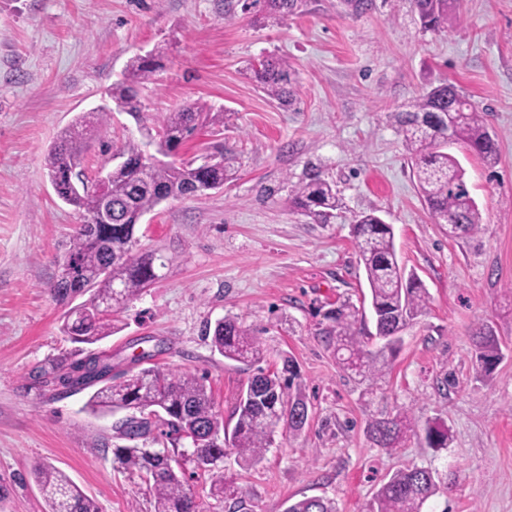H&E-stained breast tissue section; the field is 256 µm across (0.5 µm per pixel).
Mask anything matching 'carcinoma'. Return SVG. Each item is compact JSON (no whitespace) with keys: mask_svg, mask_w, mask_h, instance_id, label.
Wrapping results in <instances>:
<instances>
[{"mask_svg":"<svg viewBox=\"0 0 512 512\" xmlns=\"http://www.w3.org/2000/svg\"><path fill=\"white\" fill-rule=\"evenodd\" d=\"M264 3L267 17L283 20L294 14L302 0H252ZM421 24L439 30L452 23L448 0H414ZM158 67L155 56L137 55L126 66L123 80L109 90L116 107L139 112L137 86L150 80ZM258 87L279 103H291L288 65L261 61L250 67ZM109 113L92 112L77 117L59 135L50 149L45 166L56 195L82 213L69 239L61 267H73L69 280L56 279L51 294L60 304L78 296L90 299L68 310L62 331L81 347L42 367L35 381L55 388L63 385L71 392L94 389L86 408L96 414L133 412L118 427L130 446L112 449V466L137 472L152 494L154 512H207L202 501L183 475L176 472L177 462L161 440L173 446L185 437L198 441L190 456L196 468L208 472L210 495L232 500L243 509L242 494L234 481L224 478L221 466L210 463L224 457L226 450L237 456L239 464L251 468L261 463L273 443L278 426L283 423L285 405L304 403L296 379L294 361L283 360L282 369L269 372L258 366L265 348L257 331L237 316L227 315L206 329L212 334V347L224 358L256 366L248 379L254 386L253 398L238 400L233 429H227L216 411L206 376L197 373H173L158 366L144 368L136 374L112 373V354L95 352L90 346L112 334L110 315L114 309L138 298L157 278L156 257L138 249L136 226L140 219L168 199L193 195L199 186L222 185L232 178V169L224 157L206 163L193 159L176 163L147 155L134 142H126L117 154L124 163L112 168L109 182L112 195V223L92 224L104 206L91 187L76 185L83 172L89 149L91 130L105 125ZM399 133L416 176L421 196L435 223L452 239L467 238L478 232L480 213L470 197L463 173L456 161L442 151L443 138L465 146L486 164L499 160L497 144L478 111L454 85L445 83L426 91L408 109L397 114ZM224 126V112H214L205 103L194 102L169 112L155 141L156 153L169 157L200 126ZM292 204L305 215L327 221L340 207L336 186L321 172L310 170L305 180L291 190ZM359 261L363 264L370 287V305L376 335L384 340L375 353L364 350L355 328V315L343 304L323 314L326 324L320 334L334 348L344 368L364 381L382 375L388 358L400 344V333L422 312L427 292L422 283L404 276L399 266L391 225L374 211L355 217ZM475 360L478 369L491 373L500 358V347L492 330L479 328L475 336ZM413 430L412 419L405 412L375 420L369 435L385 449L398 448ZM222 433L219 440L216 433ZM426 439L435 448L448 447V427L433 423L425 428ZM35 480L50 512H101L98 503L86 496L63 471L40 465ZM440 491L432 471L405 468L393 473L373 496L367 512H423L426 502ZM288 512H336L333 501L323 497H306L288 505Z\"/></svg>","mask_w":512,"mask_h":512,"instance_id":"1","label":"carcinoma"}]
</instances>
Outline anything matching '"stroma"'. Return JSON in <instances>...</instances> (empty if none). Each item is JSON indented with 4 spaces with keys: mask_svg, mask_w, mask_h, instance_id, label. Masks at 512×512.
Returning <instances> with one entry per match:
<instances>
[{
    "mask_svg": "<svg viewBox=\"0 0 512 512\" xmlns=\"http://www.w3.org/2000/svg\"><path fill=\"white\" fill-rule=\"evenodd\" d=\"M450 6L456 22L427 31L413 0H372L359 14L344 0H307L277 23L242 11L239 0H0V512H49L33 476L44 463L102 512H153L143 479L112 467L123 442L118 415H92L88 392L58 393L33 379L74 348L50 285L81 221L55 194L45 158L77 115L103 106L130 58L147 53L158 68L139 87V116L113 113L94 133L86 168L111 167L110 146L144 141L166 113L201 101L223 110L224 126L201 131L178 156L221 154L237 174L141 219V251L170 262L112 314L118 331L98 347L111 351L115 371L151 363L206 375L234 426L253 369L214 351L205 329L238 316L267 347L262 368L294 360L309 410L301 431L278 428L258 466L225 455L245 512H285L311 496L334 500L337 512H364L395 471L413 465L440 482L424 512H512V0ZM266 59L291 68V105L254 81L250 64ZM444 82L468 95L500 150L490 167L448 146L481 214L479 231L455 240L418 192L395 119ZM312 166L343 199L324 223L289 200ZM370 210L392 225L400 264L428 293L371 384L344 370L319 334L324 312L346 302L365 348L380 345L354 235L355 215ZM484 324L501 348L488 375L472 342ZM400 411L415 421L405 443L374 445L370 423ZM437 420L450 429L444 448L426 440Z\"/></svg>",
    "mask_w": 512,
    "mask_h": 512,
    "instance_id": "1",
    "label": "stroma"
}]
</instances>
